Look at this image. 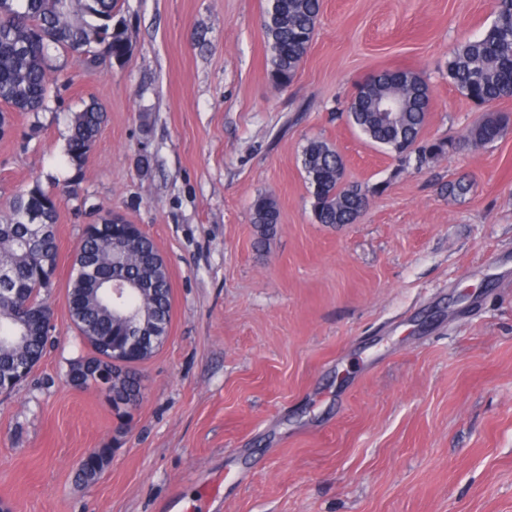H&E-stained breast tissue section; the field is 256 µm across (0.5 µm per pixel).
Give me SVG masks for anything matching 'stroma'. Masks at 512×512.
<instances>
[{
  "label": "stroma",
  "mask_w": 512,
  "mask_h": 512,
  "mask_svg": "<svg viewBox=\"0 0 512 512\" xmlns=\"http://www.w3.org/2000/svg\"><path fill=\"white\" fill-rule=\"evenodd\" d=\"M132 52L85 68L56 51L39 117L0 139V201L63 186L53 330L26 380L0 394V502L12 512H512V124L475 147L485 110L448 78L493 0H323L296 78L275 90L266 0H119ZM430 88L422 138L399 158L352 125L347 102L381 70ZM106 121L81 166L71 113ZM332 145L369 204L320 224L302 166ZM468 187L454 194L453 184ZM280 222L260 237L257 194ZM118 213L167 265L168 337L135 368L118 418L68 381L89 350L67 300L86 225ZM93 448L112 451L78 479Z\"/></svg>",
  "instance_id": "1"
}]
</instances>
